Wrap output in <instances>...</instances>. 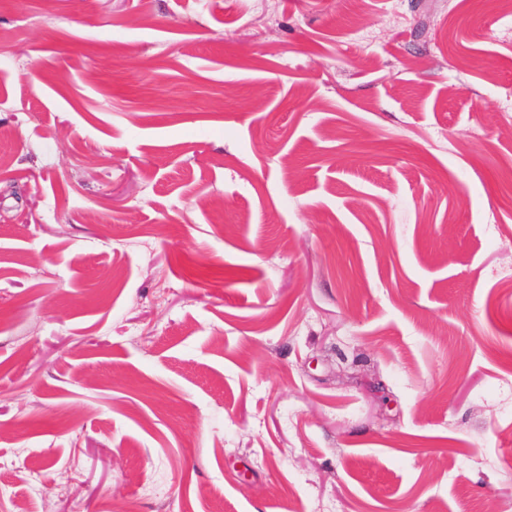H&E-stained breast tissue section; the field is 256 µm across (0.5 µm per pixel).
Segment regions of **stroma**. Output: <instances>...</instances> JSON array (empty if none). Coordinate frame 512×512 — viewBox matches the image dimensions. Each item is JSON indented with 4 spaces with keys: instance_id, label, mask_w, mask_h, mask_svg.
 Listing matches in <instances>:
<instances>
[{
    "instance_id": "1",
    "label": "stroma",
    "mask_w": 512,
    "mask_h": 512,
    "mask_svg": "<svg viewBox=\"0 0 512 512\" xmlns=\"http://www.w3.org/2000/svg\"><path fill=\"white\" fill-rule=\"evenodd\" d=\"M496 0H0V512H512Z\"/></svg>"
}]
</instances>
